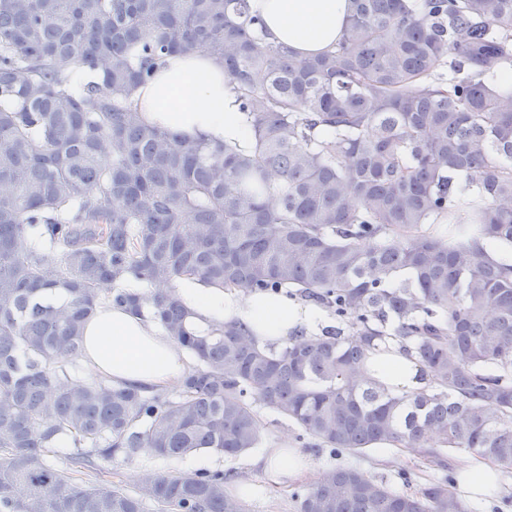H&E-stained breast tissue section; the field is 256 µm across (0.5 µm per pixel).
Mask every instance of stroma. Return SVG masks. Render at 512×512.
Wrapping results in <instances>:
<instances>
[{"mask_svg":"<svg viewBox=\"0 0 512 512\" xmlns=\"http://www.w3.org/2000/svg\"><path fill=\"white\" fill-rule=\"evenodd\" d=\"M262 423L261 436L257 447L244 454L227 458L218 454L212 456L210 462H201L198 455L191 454L179 459L166 460L153 452L142 450L133 457L117 456L110 460H99L98 467L112 474L113 481L119 482L126 490H134L140 474L153 470L159 473L174 474L194 472L201 469L209 471L224 470L233 472L236 481H250L254 488L252 494L245 498L247 512H299L301 493L308 490V483H295L288 487H276L266 482L254 468L253 462L260 455L263 447L280 438H288L289 442L300 448L310 459L317 472L345 462L357 466L372 476L384 478L398 490L419 488L432 475L429 466L419 457L407 451L390 448L386 452L372 450L364 456L343 455L337 458L329 451L315 448L311 438L281 416L267 410L259 409Z\"/></svg>","mask_w":512,"mask_h":512,"instance_id":"obj_1","label":"stroma"}]
</instances>
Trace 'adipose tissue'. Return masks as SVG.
<instances>
[{
    "label": "adipose tissue",
    "mask_w": 512,
    "mask_h": 512,
    "mask_svg": "<svg viewBox=\"0 0 512 512\" xmlns=\"http://www.w3.org/2000/svg\"><path fill=\"white\" fill-rule=\"evenodd\" d=\"M272 38L301 56L335 47L351 14V0H250ZM132 99L146 124L187 137L206 136L248 146L252 135L236 95L224 76V65L198 51L167 57ZM177 293L193 314L198 329L218 328L235 320L246 325L261 347L279 349L294 342L301 326L313 325L318 312L282 293H250L212 288L180 280ZM82 346L71 356L82 381H101L148 393L179 388L193 364L182 348L149 316L132 314L110 302L100 303L85 321ZM362 378L394 395L426 389L429 376L393 341L378 344L361 367ZM256 465L267 482L278 487L314 479L316 473L298 449L280 439L265 448ZM459 487L471 500L504 491L498 467L465 455L456 464Z\"/></svg>",
    "instance_id": "1"
}]
</instances>
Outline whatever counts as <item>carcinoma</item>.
<instances>
[{
  "mask_svg": "<svg viewBox=\"0 0 512 512\" xmlns=\"http://www.w3.org/2000/svg\"><path fill=\"white\" fill-rule=\"evenodd\" d=\"M351 2L336 47L307 58L249 0H0V512H246L229 473L149 470L127 491L49 455L66 438L83 469L142 448L235 458L259 442L255 402L338 455L388 442L443 472L461 450L512 472V264L485 255L512 247V93L493 81L512 0ZM194 49L224 63L249 147L137 111L135 88ZM183 278L285 290L336 325L281 350L238 322L198 334ZM102 298L187 351L177 394L63 369ZM386 336L430 388L355 376ZM300 509L468 512L447 479L399 492L349 465Z\"/></svg>",
  "mask_w": 512,
  "mask_h": 512,
  "instance_id": "obj_1",
  "label": "carcinoma"
}]
</instances>
